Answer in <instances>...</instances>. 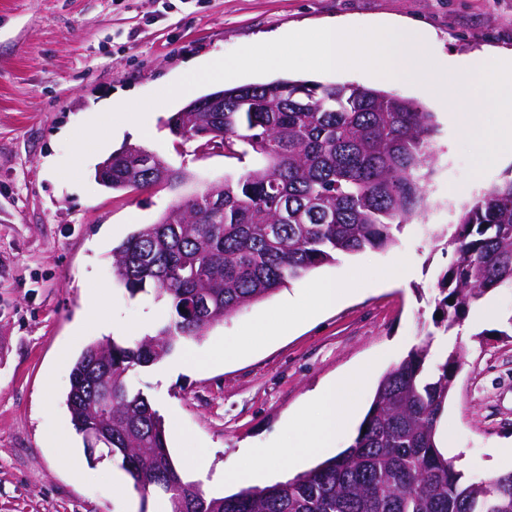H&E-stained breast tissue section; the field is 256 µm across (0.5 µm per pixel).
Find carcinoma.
Listing matches in <instances>:
<instances>
[{"instance_id":"1","label":"carcinoma","mask_w":512,"mask_h":512,"mask_svg":"<svg viewBox=\"0 0 512 512\" xmlns=\"http://www.w3.org/2000/svg\"><path fill=\"white\" fill-rule=\"evenodd\" d=\"M172 135L214 139L224 157L248 144L264 164L224 181V202L171 207L112 248V275L131 295L152 290L169 309L154 333L86 347L71 370L66 406L75 429L99 430L112 390V460L142 496L160 490L171 512H512V471L467 479L440 451L438 427L459 354L432 366L412 349L379 380L348 448L261 489L206 498L171 458L162 416L129 383L184 340H200L237 309L269 297L340 255L394 243L395 221L426 204L423 170L434 116L413 102L352 84L277 80L224 90L222 112H176ZM126 147L100 184L126 191ZM440 278L445 329L468 306L512 288V178L465 206Z\"/></svg>"}]
</instances>
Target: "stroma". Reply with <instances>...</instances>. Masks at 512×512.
Instances as JSON below:
<instances>
[{
  "label": "stroma",
  "instance_id": "stroma-1",
  "mask_svg": "<svg viewBox=\"0 0 512 512\" xmlns=\"http://www.w3.org/2000/svg\"><path fill=\"white\" fill-rule=\"evenodd\" d=\"M363 28L381 19L423 24L433 56L456 71L478 50L512 49V0H0V512H150L161 494L141 496L110 459L92 460L65 404L72 367L90 344L153 332L168 311L153 293L130 295L112 278V249L141 224L261 159L198 157L177 142L167 120L207 84L151 109L153 131L114 127L88 154L79 180L60 175L68 142L109 101L133 102L179 80L187 63L222 57L263 34L288 33L329 18ZM321 83L379 89L433 112L426 207L394 232L395 243L368 249L290 281L186 341L161 362L137 369L132 384L164 417L171 455L184 480L205 461L211 471L234 459L251 468L288 445V422L327 382L362 369L356 396L368 412L380 377L416 345L430 361L458 351L461 367L439 433L463 458V473L490 478L492 451L512 442V290L471 305L450 332L433 322L438 280L454 260L445 233L464 204L512 176V162L469 177L461 137L427 86L392 85L358 69L321 73ZM130 143L191 178L175 188L131 193L99 185L97 165ZM325 278L352 292L272 342L252 335L282 320L284 296L310 295ZM106 295L101 322L84 318L89 298ZM250 340L241 357L209 365L213 348ZM198 369L175 372L186 353Z\"/></svg>",
  "mask_w": 512,
  "mask_h": 512
}]
</instances>
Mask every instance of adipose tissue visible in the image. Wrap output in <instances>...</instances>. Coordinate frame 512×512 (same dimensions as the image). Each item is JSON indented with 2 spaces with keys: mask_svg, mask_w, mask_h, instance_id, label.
Segmentation results:
<instances>
[{
  "mask_svg": "<svg viewBox=\"0 0 512 512\" xmlns=\"http://www.w3.org/2000/svg\"><path fill=\"white\" fill-rule=\"evenodd\" d=\"M349 294L347 286L323 280L310 296L288 297L282 304L287 326L293 328L316 319L322 311L344 301ZM364 379L363 372L357 370L330 381L316 394L314 401L322 407L323 413L315 420L304 412L292 419L293 441L282 458L283 463L296 466L334 448L337 429L350 423L358 412L354 391Z\"/></svg>",
  "mask_w": 512,
  "mask_h": 512,
  "instance_id": "1",
  "label": "adipose tissue"
}]
</instances>
